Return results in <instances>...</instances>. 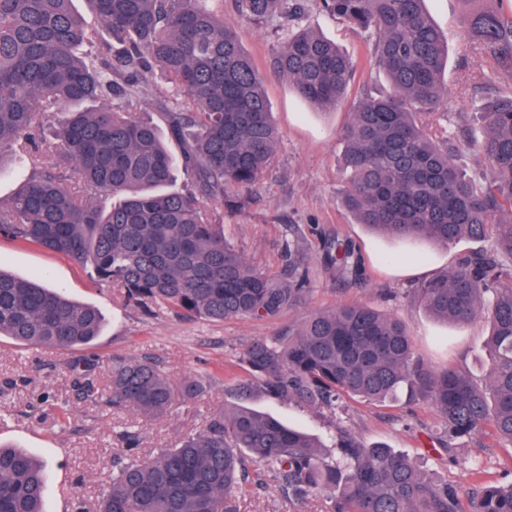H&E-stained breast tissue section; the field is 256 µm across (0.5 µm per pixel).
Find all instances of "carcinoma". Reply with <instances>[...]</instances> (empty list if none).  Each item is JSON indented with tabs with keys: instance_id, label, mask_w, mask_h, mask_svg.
I'll return each mask as SVG.
<instances>
[{
	"instance_id": "1",
	"label": "carcinoma",
	"mask_w": 512,
	"mask_h": 512,
	"mask_svg": "<svg viewBox=\"0 0 512 512\" xmlns=\"http://www.w3.org/2000/svg\"><path fill=\"white\" fill-rule=\"evenodd\" d=\"M112 42L98 39L73 0H0V163L12 154L29 174L0 201V235L68 255L146 308L200 319L270 320L301 306L308 257L288 237V278L251 266L224 240L208 205L239 210L270 167L279 133L265 76L207 0H88ZM250 20H282L270 69L322 112L343 99L353 61L322 34L289 29L309 0H234ZM321 11L367 34L370 62L392 91L365 93L341 133L343 205L358 224L396 238L446 246L493 238L421 282L413 296L433 318L459 327L491 324L484 383L459 366L436 369L416 354L397 316L363 303L314 311L288 329L251 342L238 365L275 399L331 413L346 398L402 397L429 405L448 442L486 428L512 447V95L485 107L480 144L487 171L467 177L452 157L461 139L434 119L448 95L441 75L448 43L426 0H319ZM474 48L512 73V17L483 10L467 22ZM97 43L99 63L79 54ZM160 74L176 97L159 103L164 126L137 114L141 87ZM48 131L63 164L39 162L37 133ZM182 171L190 183L174 187ZM320 263L356 284L355 247L323 240ZM104 323L34 281L0 271V336L61 350L90 344ZM86 398L144 415L195 402L200 380L172 384L147 357L112 362L105 382L72 368ZM113 460L96 512H240L248 485L288 495L301 506L322 496L324 512H462L455 487L415 456L366 445L348 431L325 441L244 405L220 409L173 448L137 452V438ZM256 480H250L251 476ZM45 466L0 446V512H42ZM473 512H512V482L479 485Z\"/></svg>"
}]
</instances>
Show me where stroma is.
Listing matches in <instances>:
<instances>
[{"label":"stroma","mask_w":512,"mask_h":512,"mask_svg":"<svg viewBox=\"0 0 512 512\" xmlns=\"http://www.w3.org/2000/svg\"><path fill=\"white\" fill-rule=\"evenodd\" d=\"M208 6L236 29L258 69L265 71L277 38L276 21L244 19L233 0H209ZM427 7L448 40L443 81L451 94L438 114L447 118L449 131L480 140L484 132L481 113L491 96L512 94V74L469 45L464 19L475 8L473 0H427ZM304 24L335 41L352 58L356 74L345 99L336 110L320 112L303 101L288 80L268 75L265 91L280 134L276 157L242 210L230 214L220 205L211 207L214 218L224 226L225 240L251 265L275 275L288 273L283 255L290 225L301 228L300 245L310 260L311 277V292L303 309L274 321L221 323L167 310L149 314L69 256L0 236V270L38 280L72 300L92 305L105 322L100 336L79 349L32 347L0 337V443L27 449L46 462L48 493L43 512H75L79 505L85 512H95L99 490L112 475L114 456L122 450L119 436L123 431L138 434V451L143 455L170 447L194 432L207 412L233 404L224 387L236 374L235 363L246 346L274 335L306 312L344 303L369 304L398 315L417 352L432 366H462L475 378H483L488 362L487 321L464 327L437 321L411 300L408 290L449 270L471 251L491 249L492 240L464 239L444 248L426 240L381 237L355 223L341 202L344 175L339 134L363 87L372 84L385 91L389 84L366 62L364 32L326 16L315 5ZM327 236L356 245L364 268L361 284L343 285L320 266L318 250ZM132 356L158 361L174 384L206 378L211 389L200 401L155 416L115 409L78 395L72 382L73 364L104 378L113 360ZM245 404L323 438L347 426L365 444H382L423 457L426 469L458 490L463 512H468L470 495L479 481L512 479V447L500 443L491 431L472 440L453 441L448 451H435L437 417L424 404L349 399L334 419L258 391Z\"/></svg>","instance_id":"35a3bbf8"}]
</instances>
